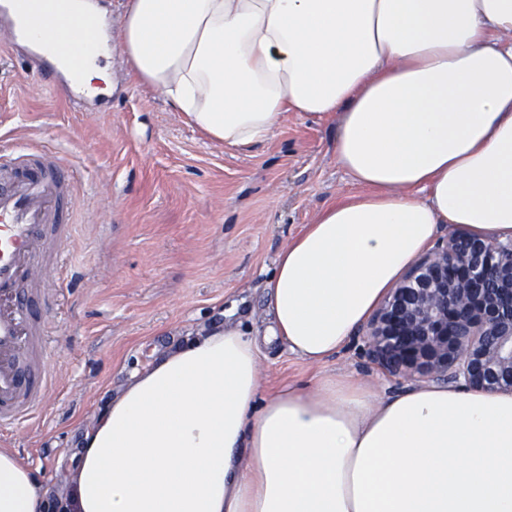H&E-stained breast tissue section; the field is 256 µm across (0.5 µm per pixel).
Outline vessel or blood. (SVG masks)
I'll list each match as a JSON object with an SVG mask.
<instances>
[{
  "label": "vessel or blood",
  "instance_id": "b4317fda",
  "mask_svg": "<svg viewBox=\"0 0 512 512\" xmlns=\"http://www.w3.org/2000/svg\"><path fill=\"white\" fill-rule=\"evenodd\" d=\"M16 37L46 24L25 0L0 5ZM72 178L50 152L21 147L0 160V424L39 414L52 381L48 338L29 309L48 246L68 239Z\"/></svg>",
  "mask_w": 512,
  "mask_h": 512
}]
</instances>
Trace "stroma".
<instances>
[{
	"label": "stroma",
	"instance_id": "1",
	"mask_svg": "<svg viewBox=\"0 0 512 512\" xmlns=\"http://www.w3.org/2000/svg\"><path fill=\"white\" fill-rule=\"evenodd\" d=\"M0 30V143L35 145L77 173L68 259L41 270L33 303L51 342L53 382L42 412L0 432L55 498L71 492L70 456L82 430L130 374L198 333L264 328L263 283L288 239L352 190L336 162L338 119L289 113L267 140L211 142L157 94L127 76L112 53V109H71L35 66L10 54ZM351 373L385 398L396 387L356 345L325 366L278 342L261 354L263 391L312 388L320 371Z\"/></svg>",
	"mask_w": 512,
	"mask_h": 512
}]
</instances>
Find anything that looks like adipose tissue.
I'll list each match as a JSON object with an SVG mask.
<instances>
[{
	"label": "adipose tissue",
	"instance_id": "ef3b65f1",
	"mask_svg": "<svg viewBox=\"0 0 512 512\" xmlns=\"http://www.w3.org/2000/svg\"><path fill=\"white\" fill-rule=\"evenodd\" d=\"M56 30L96 46L93 0ZM512 0H123L120 54L210 140L339 115L353 193L278 253L262 332L228 325L136 372L84 431L69 512H512V395L355 376L261 392L262 343L341 351L441 229L512 240ZM0 448V512H44Z\"/></svg>",
	"mask_w": 512,
	"mask_h": 512
}]
</instances>
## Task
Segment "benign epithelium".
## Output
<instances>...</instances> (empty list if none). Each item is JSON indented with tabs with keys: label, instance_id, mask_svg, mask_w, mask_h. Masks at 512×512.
<instances>
[{
	"label": "benign epithelium",
	"instance_id": "benign-epithelium-1",
	"mask_svg": "<svg viewBox=\"0 0 512 512\" xmlns=\"http://www.w3.org/2000/svg\"><path fill=\"white\" fill-rule=\"evenodd\" d=\"M361 356L399 385L512 393V241L439 240L362 327Z\"/></svg>",
	"mask_w": 512,
	"mask_h": 512
}]
</instances>
